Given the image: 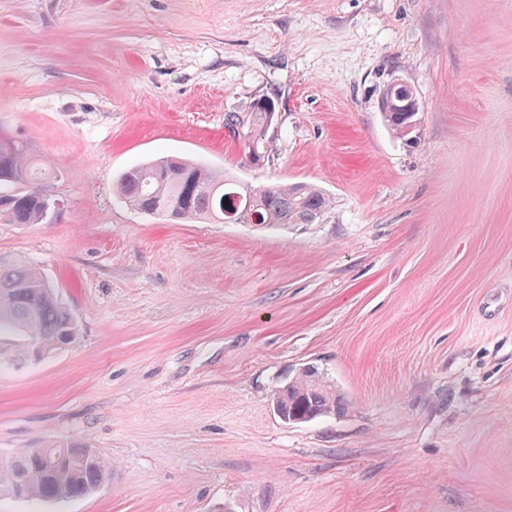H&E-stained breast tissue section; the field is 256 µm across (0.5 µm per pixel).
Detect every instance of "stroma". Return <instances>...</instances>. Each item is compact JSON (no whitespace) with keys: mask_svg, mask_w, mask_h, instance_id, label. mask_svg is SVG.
Returning <instances> with one entry per match:
<instances>
[{"mask_svg":"<svg viewBox=\"0 0 512 512\" xmlns=\"http://www.w3.org/2000/svg\"><path fill=\"white\" fill-rule=\"evenodd\" d=\"M416 93L406 136L380 100ZM269 97L250 167L228 112ZM0 132L61 208L1 224L76 339L0 368V452L112 478L0 512H512V0H0ZM164 156L309 182L316 224L172 223L113 187ZM335 414L287 423L304 364Z\"/></svg>","mask_w":512,"mask_h":512,"instance_id":"stroma-1","label":"stroma"}]
</instances>
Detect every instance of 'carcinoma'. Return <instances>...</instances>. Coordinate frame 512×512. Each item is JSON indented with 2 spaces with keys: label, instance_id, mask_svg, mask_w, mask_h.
I'll list each match as a JSON object with an SVG mask.
<instances>
[{
  "label": "carcinoma",
  "instance_id": "carcinoma-1",
  "mask_svg": "<svg viewBox=\"0 0 512 512\" xmlns=\"http://www.w3.org/2000/svg\"><path fill=\"white\" fill-rule=\"evenodd\" d=\"M414 94L408 86H388L382 99L397 105ZM274 100L260 98L249 112H227L224 128L240 149L248 146L241 134L261 133ZM384 120L396 135L408 130L403 112H385ZM48 173L24 141L0 135V223L42 224ZM116 191L131 209L162 215L173 222L206 220L224 222V210L238 209L248 218L259 215L261 223L314 224L331 207L330 198L305 183L272 184L256 189L242 187L225 174L200 162L159 158L132 167L119 178ZM74 329V317L58 299L55 288L34 265L15 256L0 255V357L18 366L31 360L32 345L50 352L61 348ZM335 389L314 365L300 368L273 394V406L285 422H303L336 412ZM60 462L49 467L29 448L0 454V497H14L20 487L21 501L54 503L84 498L112 475V465L99 452L78 444L50 445Z\"/></svg>",
  "mask_w": 512,
  "mask_h": 512
}]
</instances>
